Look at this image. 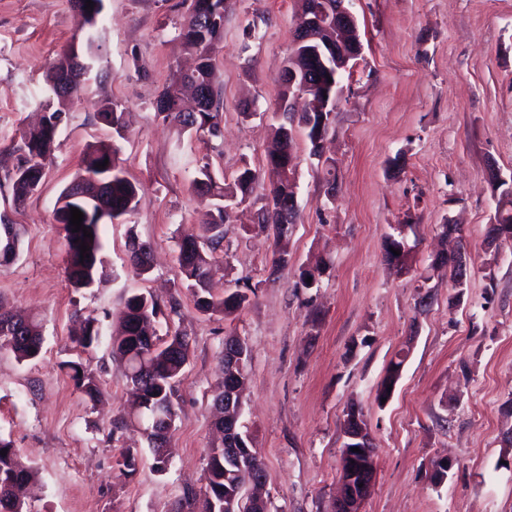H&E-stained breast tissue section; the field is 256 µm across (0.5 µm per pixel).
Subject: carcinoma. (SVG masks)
Here are the masks:
<instances>
[{"label": "carcinoma", "instance_id": "cac0c4a2", "mask_svg": "<svg viewBox=\"0 0 512 512\" xmlns=\"http://www.w3.org/2000/svg\"><path fill=\"white\" fill-rule=\"evenodd\" d=\"M82 2L87 35L81 45L75 44L65 48L48 76L51 86H56L61 74L74 64V59L84 60L97 56L99 44L97 33L99 20L104 5L103 0H92L94 8H87L86 0ZM224 0H190V5L180 24L179 36L186 48L197 54L199 63L189 73L179 74L176 82L166 88L157 101L158 110L167 113L185 128L206 129L216 136L220 133L221 102L213 82V53L224 39ZM46 109L39 125L22 131L23 158L13 169L11 179L14 187V203L23 204L35 193L33 186L40 185L44 175L47 159L50 157L59 123L62 122L63 108L51 103L43 104ZM97 119L112 127L116 134L124 128V112L112 102L101 103L96 112ZM293 119L279 122L273 129V135L266 149L264 173L269 181L265 202L257 211L258 228L273 236L278 241L283 236V228L276 222V214L282 202L288 200V174L295 173L296 163L293 159L283 157L282 145L284 134H293ZM107 163L105 168L98 165ZM200 177L193 181V189L206 190L223 200L235 199L240 203L249 200L253 185L259 178L257 171L245 166L238 170L233 182L218 185L211 174L209 164L199 170ZM94 177L106 182L112 209L121 216L136 211L140 199L138 189L125 174L120 158V147L115 143L99 142L91 144L83 153L80 171L74 178L79 181L85 177ZM94 197H76L65 189L55 209V221L63 226L66 242L65 263L67 279L75 289L88 288L93 285L103 268L101 224L90 215ZM79 209L83 214L82 226L92 233V237L73 231L70 222L71 208ZM230 215L224 212V204H218L203 220V235L198 237L197 246L185 249V242L178 243L179 266L184 287L190 292L194 304L204 313H222L229 317L239 312L249 302L250 289L246 293L236 287L226 293L223 299L216 300L207 288V270L223 240L222 227ZM496 223L512 229V187H500L497 208L494 214ZM86 245L88 257H80V246ZM177 314V306L172 303L169 312H164L160 304L152 297L136 293L126 300V316L123 324L112 332L113 351L124 361L123 376L127 386L131 387L135 399L126 407L119 426L134 425L139 427L148 443L152 454L154 468L162 472L170 460L169 447L158 444L154 429L159 414L166 411L177 415L174 404L175 384L189 360V341L187 336L179 333L163 340L157 337L159 317ZM100 330L98 321L91 315L78 316L72 329V340L77 346L87 349L98 342ZM154 337L152 351L143 354L141 337ZM43 336L40 322L34 318L14 319L0 304V348L8 347L20 360L37 357L42 349ZM65 366L71 372L76 386L90 399L97 398L100 387L92 373L88 372L80 361H68ZM209 449L207 454L206 484L204 490L196 492L187 489L178 502L176 512H224V488L231 483L245 481L250 470H240L224 457V442ZM7 450L0 455V512H30L17 491L35 479L33 467L22 461L12 442L0 439V450Z\"/></svg>", "mask_w": 512, "mask_h": 512}]
</instances>
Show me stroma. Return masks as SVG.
<instances>
[{"label": "stroma", "mask_w": 512, "mask_h": 512, "mask_svg": "<svg viewBox=\"0 0 512 512\" xmlns=\"http://www.w3.org/2000/svg\"><path fill=\"white\" fill-rule=\"evenodd\" d=\"M183 0H104L99 79L72 98L35 196L12 202L9 171L24 127L52 100L47 75L86 26L70 0H0V221L20 246L0 265V301L43 326L40 355L21 361L0 349V437L37 472L31 512H171L185 489L205 486L212 405L222 388L218 360L227 334L251 349L241 423L266 467L270 512H333L344 443L343 416L361 406L373 433L376 476L363 512H512V239L487 247L497 193L494 164L512 175V0H353L363 57L325 141L336 161V197L305 130L295 132L298 218L273 271L274 243L255 223L265 189L224 226L223 256L210 272L220 299L230 281L257 285L235 316L200 312L178 271V244L200 234L216 199L192 189L201 165L216 181L243 164L261 169L292 47L297 0H226L215 73L221 135L186 129L155 101L178 67L194 63L178 37ZM125 111L120 142L137 210L101 228L103 271L90 288L66 280L64 232L53 211L87 146L111 141L97 104ZM251 116H244V103ZM463 225L471 257L462 304L451 306L447 269H432L440 224ZM407 225V274L384 260L391 225ZM149 244L154 265L137 275L129 238ZM327 268L318 287L300 273ZM433 298L420 309L422 283ZM136 292L180 302L159 335L182 332L189 360L176 385L178 416L165 472L137 428L113 432L127 405L123 363L110 336ZM95 317L97 344L73 343L74 312ZM413 347H406V340ZM406 351L387 403L377 388ZM82 361L101 384L90 399L60 365ZM139 452L134 474L123 449ZM451 458L442 484L434 461Z\"/></svg>", "instance_id": "stroma-1"}]
</instances>
